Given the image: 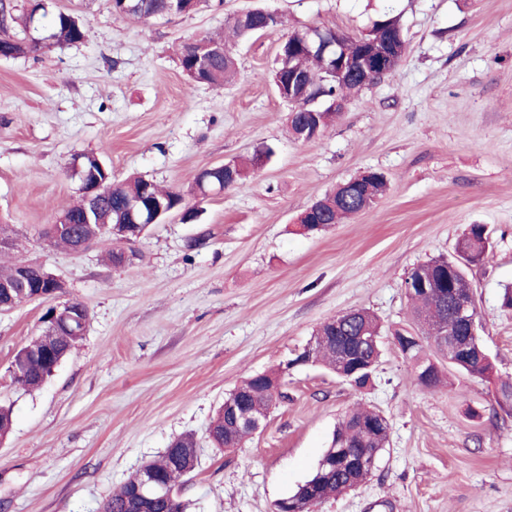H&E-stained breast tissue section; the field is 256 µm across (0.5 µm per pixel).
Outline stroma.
Instances as JSON below:
<instances>
[{
    "label": "stroma",
    "mask_w": 512,
    "mask_h": 512,
    "mask_svg": "<svg viewBox=\"0 0 512 512\" xmlns=\"http://www.w3.org/2000/svg\"><path fill=\"white\" fill-rule=\"evenodd\" d=\"M263 7L282 26L246 39L225 22ZM392 8L407 51L379 83L347 93L316 140L288 131L272 82L278 46L311 27L357 35ZM84 24L77 44L0 57V224L13 257L64 283L90 324L35 390L15 384L16 351L42 330L43 303L0 313V512H102L114 491L183 436L198 463L180 493L186 512H273L315 470L356 404L383 412L384 451L368 479L314 512H512V0H208L164 20L116 19L111 0H52ZM225 37L236 63L223 87L191 81L182 45ZM273 154L248 178L204 200V168ZM94 154L113 181L139 175L186 194L196 223L150 225L132 261L111 265L110 241L73 253L40 229L74 205L76 156ZM388 179L372 207L327 230L296 218L366 170ZM485 225L493 248L469 270L491 378L443 368L418 386L384 337L372 384L357 390L322 366L288 367L285 397L237 448L209 426L249 376L287 366L321 323L364 308L384 329L409 324L411 270L453 253Z\"/></svg>",
    "instance_id": "35a3bbf8"
}]
</instances>
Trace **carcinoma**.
<instances>
[{
	"label": "carcinoma",
	"instance_id": "obj_1",
	"mask_svg": "<svg viewBox=\"0 0 512 512\" xmlns=\"http://www.w3.org/2000/svg\"><path fill=\"white\" fill-rule=\"evenodd\" d=\"M168 15V0H112V16L119 18L138 17L152 19ZM389 21V27H372L369 31L370 45L381 47L390 37L398 34L402 29L399 18L390 12L383 15ZM17 17L12 12L9 2L0 0V55L14 57L18 55H36L52 44H76L84 39V27L78 18L69 13L50 10L48 0H31L22 22L29 27L33 22L41 23L48 35L38 40L17 39L9 34V29ZM233 32L238 36L254 35L273 30L281 25L279 16L265 15L261 12L236 14L228 21ZM303 32H293L288 40L278 47L279 52L295 51L296 64L313 77L319 79L316 94L331 100L346 92L362 89L361 82L351 77L342 86L333 81L320 79L323 70L322 60L311 56L300 47ZM216 51L212 52L205 64L198 62L195 46L186 44L180 55L182 71L196 81L203 79V83L211 86H222L233 75L235 69L234 57L225 52L226 46L221 39L209 38ZM82 171L90 172L91 179H101L112 185V192L100 195L95 204L86 202V198L70 207L66 211L71 221L69 229L56 236L52 228H47L45 236L54 245L72 249L81 237L93 236L101 233L99 223L125 224L128 222L127 208L129 202L140 194L144 186L152 185L151 191L167 202L168 207L175 211L183 208L184 198L179 192L164 190L151 180L144 177H130L120 182L112 181V171L101 168L99 158L84 154L81 161ZM387 190L385 176L373 177L369 181L365 192L358 193L349 186H337L336 189L323 197L324 204L312 210L311 218L299 225V232L309 234L321 231L341 219L355 215L369 207ZM491 248L488 231L483 224H472L468 231L460 238L455 246L454 256L445 259H436L414 268L408 275L406 283L411 288L406 290L411 306V314L415 323V330L426 339L437 340L442 336H464L462 327L454 324L451 307L447 304L448 294L454 293L461 297L473 294L472 283L466 272L457 270L458 258L469 255L471 257L487 256ZM375 338V342L358 347L355 354L362 359L364 369L355 371L339 365L336 351L343 337L359 331ZM381 326L377 319L367 310L360 309L351 312H342L336 317L327 320L317 330L314 336L315 349L312 353V362L324 365L335 375L345 373L349 375V385L355 389H363L371 384L380 358ZM81 340L79 336H55L50 341V351H42L41 345L31 341L23 346L14 356V361L22 366L23 375L13 376V381L25 388L39 387L51 375L52 366L63 360L71 351L73 345ZM436 358L426 352L425 348L411 349L409 359L416 360L413 364V376L418 384H423L422 372L427 371L433 378L427 388H435L441 382V371L437 361H446L448 366L471 376H485L492 371V362L478 364L477 359L464 360L457 354L448 353L439 346H434ZM280 374L266 373L253 375L247 379L240 388V393L247 397L248 405L257 417L268 416L270 408L277 400L284 397L283 392L271 389V383L278 380ZM217 425L212 433V444L217 448L224 447V443L238 446L251 431L247 428H237L227 433L223 432L222 416H216ZM389 423L380 412L361 407L352 408L344 413L333 435L331 445L345 444L350 448L364 451L368 448L382 451L387 440ZM179 447L167 449L157 459L149 462L150 469L164 483L178 484L186 477V472L194 471L197 458L189 451L193 444L192 437L185 436L178 439ZM140 481L139 475L130 477L112 497L104 504L103 512H128V491ZM352 489V483L343 474L330 471L318 487L317 496L323 500L333 494H341ZM283 509H294L296 512H309L308 501L305 498L304 485L288 496V503L281 505Z\"/></svg>",
	"mask_w": 512,
	"mask_h": 512
}]
</instances>
